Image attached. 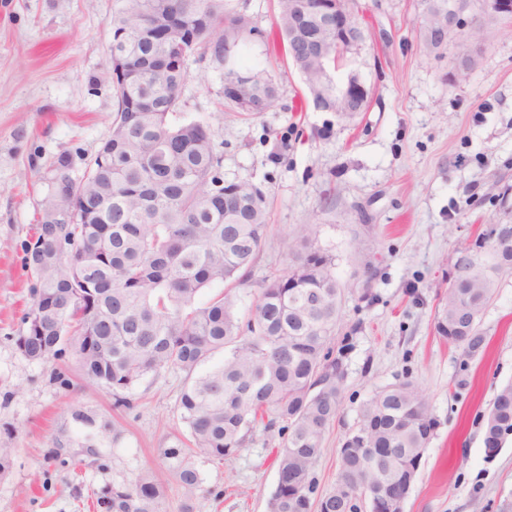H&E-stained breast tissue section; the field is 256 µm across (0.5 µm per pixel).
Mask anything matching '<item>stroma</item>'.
I'll use <instances>...</instances> for the list:
<instances>
[{
  "mask_svg": "<svg viewBox=\"0 0 512 512\" xmlns=\"http://www.w3.org/2000/svg\"><path fill=\"white\" fill-rule=\"evenodd\" d=\"M358 3L366 40L346 67L371 96L355 119L309 104L276 33V0H232L260 30L244 51L275 80L276 107L231 112L223 66L192 59L176 118L208 126L224 146L225 180L251 181L267 197L269 232L249 286L237 291L240 314L254 309L265 278L288 267L297 224L312 222L315 247L335 258L343 286L336 333L353 328L357 337L314 468L318 492L334 486L363 404L406 378L426 393L436 428L404 512H512V437L492 456L484 445L488 404L512 381V276L481 316L478 354L434 330L459 250L486 225L512 221V25L488 30L473 48L475 68L454 82L456 46L439 57L419 48L420 0ZM111 15L112 0H0V446L14 450L0 512H96L101 486L146 472L165 484L167 512L184 500L161 454L185 430L182 375L144 378L130 392L134 409L117 412L109 393L78 375L73 356L35 362L15 344L34 300L23 257L49 165L69 152L71 175L81 177L112 132L115 90L98 79ZM77 403L126 428L120 447L103 441L102 466L76 446L63 461L47 458L54 438L75 436ZM279 448L278 436L260 433L224 462L197 460L196 512H268Z\"/></svg>",
  "mask_w": 512,
  "mask_h": 512,
  "instance_id": "35a3bbf8",
  "label": "stroma"
}]
</instances>
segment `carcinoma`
Here are the masks:
<instances>
[{"label": "carcinoma", "mask_w": 512, "mask_h": 512, "mask_svg": "<svg viewBox=\"0 0 512 512\" xmlns=\"http://www.w3.org/2000/svg\"><path fill=\"white\" fill-rule=\"evenodd\" d=\"M297 0H278L277 26L287 50ZM112 28L123 33L112 56L116 101L112 137L103 144L75 197L46 192L35 238L37 260L25 266L41 280V294L24 318L16 346L25 358L56 359L71 351L83 376L112 391L115 407L130 408L127 392L148 375L181 373L180 418L187 441L162 450L185 491L180 512H194L200 489L194 457L231 458L253 440L255 429L282 435L278 478L268 512H344L346 490L368 492L400 484L404 468L421 457L436 421L426 395L400 381L374 395L361 423L346 439L351 456L339 453L332 490L314 497L313 469L324 434L339 412L345 358L354 337L335 340L342 285L333 255L312 246L314 225L296 229L298 248L283 274L263 283L246 321L235 289L246 284L267 232L266 196L249 180L226 182L223 154L211 130L175 122L187 61L204 50L218 62L244 44L256 27L230 0H112ZM422 17L419 47L437 54L444 46L428 37ZM168 32L154 38L156 28ZM224 98L239 115L274 107L277 88L256 66L229 70ZM76 207L75 224L48 217ZM473 247L478 262L461 287L448 289L435 317L443 341L483 344L481 315L499 281L512 274V248L498 249L487 230ZM224 289L205 304L199 293ZM71 417L81 448L100 438L116 448L125 430L107 416L80 407ZM512 435V383L495 394L484 443L499 448ZM366 448L381 449L371 460ZM307 481L305 500L290 481ZM164 486L148 473L95 492L100 512H166Z\"/></svg>", "instance_id": "obj_1"}]
</instances>
